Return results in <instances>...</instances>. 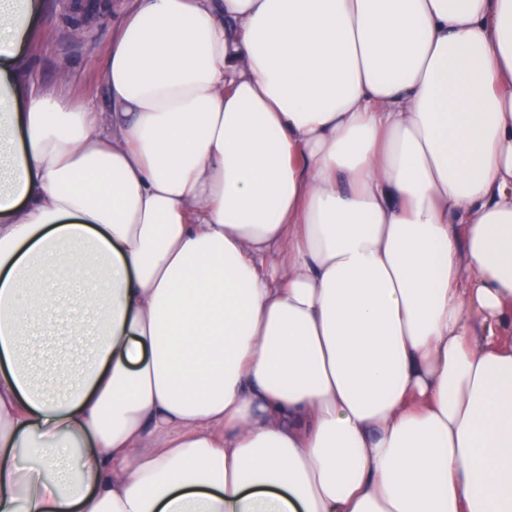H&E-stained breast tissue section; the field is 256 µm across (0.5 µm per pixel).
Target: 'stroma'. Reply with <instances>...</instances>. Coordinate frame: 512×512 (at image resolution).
Segmentation results:
<instances>
[{"instance_id": "1", "label": "stroma", "mask_w": 512, "mask_h": 512, "mask_svg": "<svg viewBox=\"0 0 512 512\" xmlns=\"http://www.w3.org/2000/svg\"><path fill=\"white\" fill-rule=\"evenodd\" d=\"M112 32V11H95L85 17L77 0H48L23 52L28 80L39 86L64 83L72 98L103 112L109 98L103 60Z\"/></svg>"}]
</instances>
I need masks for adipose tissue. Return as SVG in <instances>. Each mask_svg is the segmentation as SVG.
Segmentation results:
<instances>
[{
	"instance_id": "ef3b65f1",
	"label": "adipose tissue",
	"mask_w": 512,
	"mask_h": 512,
	"mask_svg": "<svg viewBox=\"0 0 512 512\" xmlns=\"http://www.w3.org/2000/svg\"><path fill=\"white\" fill-rule=\"evenodd\" d=\"M44 13L0 0V512H512V0H131L107 115L27 80Z\"/></svg>"
}]
</instances>
